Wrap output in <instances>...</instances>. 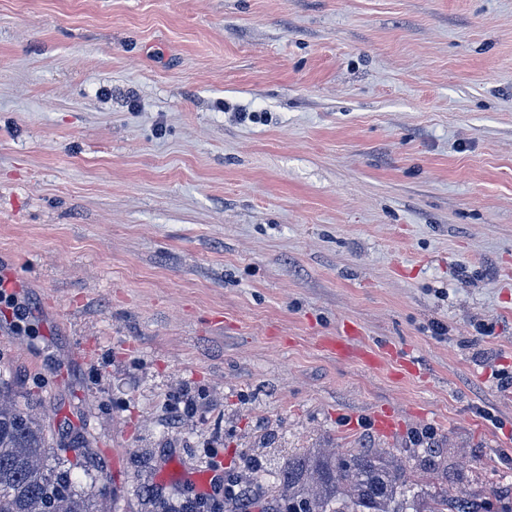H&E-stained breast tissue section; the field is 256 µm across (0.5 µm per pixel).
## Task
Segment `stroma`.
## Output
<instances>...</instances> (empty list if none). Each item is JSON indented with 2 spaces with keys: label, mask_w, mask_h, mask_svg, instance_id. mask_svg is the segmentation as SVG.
Instances as JSON below:
<instances>
[{
  "label": "stroma",
  "mask_w": 512,
  "mask_h": 512,
  "mask_svg": "<svg viewBox=\"0 0 512 512\" xmlns=\"http://www.w3.org/2000/svg\"><path fill=\"white\" fill-rule=\"evenodd\" d=\"M0 280V369L112 512L420 443L505 512L512 0H0Z\"/></svg>",
  "instance_id": "35a3bbf8"
}]
</instances>
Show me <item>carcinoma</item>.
<instances>
[{
  "instance_id": "cac0c4a2",
  "label": "carcinoma",
  "mask_w": 512,
  "mask_h": 512,
  "mask_svg": "<svg viewBox=\"0 0 512 512\" xmlns=\"http://www.w3.org/2000/svg\"><path fill=\"white\" fill-rule=\"evenodd\" d=\"M39 404L33 394L17 403L0 373V512H94L90 498L75 488L71 469L46 465L50 455L72 453L71 465L83 467L93 449L77 438H54L36 412ZM413 460L399 448L291 452L274 470L261 512H484L472 495L406 479L408 470L440 467L431 448Z\"/></svg>"
}]
</instances>
